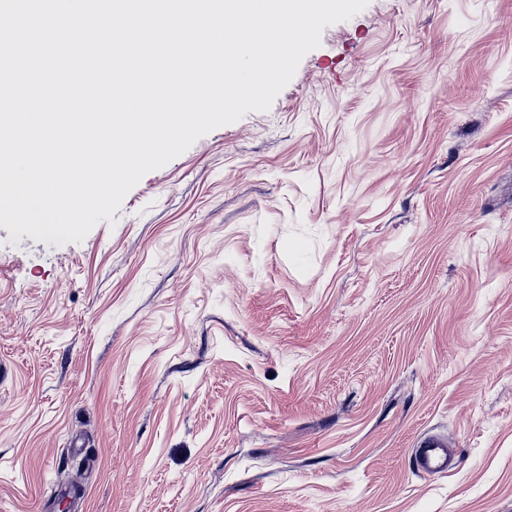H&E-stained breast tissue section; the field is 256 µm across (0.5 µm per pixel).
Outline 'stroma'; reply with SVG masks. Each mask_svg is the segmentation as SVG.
I'll return each instance as SVG.
<instances>
[{
	"label": "stroma",
	"instance_id": "stroma-1",
	"mask_svg": "<svg viewBox=\"0 0 512 512\" xmlns=\"http://www.w3.org/2000/svg\"><path fill=\"white\" fill-rule=\"evenodd\" d=\"M9 237L0 512H512V0H369L82 242ZM447 447L448 444L443 438L424 437L412 454V469L423 477L444 475L455 469L458 458Z\"/></svg>",
	"mask_w": 512,
	"mask_h": 512
}]
</instances>
